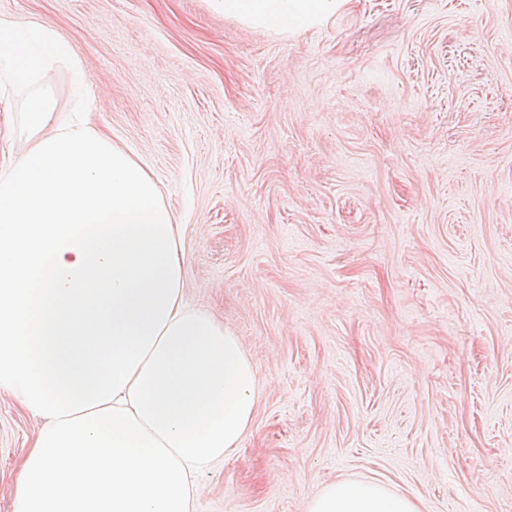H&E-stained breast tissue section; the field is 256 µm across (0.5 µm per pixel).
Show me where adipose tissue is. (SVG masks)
<instances>
[{"mask_svg":"<svg viewBox=\"0 0 512 512\" xmlns=\"http://www.w3.org/2000/svg\"><path fill=\"white\" fill-rule=\"evenodd\" d=\"M209 7L241 24L282 36L335 14L336 0H207ZM307 512H417L407 497L378 482L339 480L310 501Z\"/></svg>","mask_w":512,"mask_h":512,"instance_id":"adipose-tissue-1","label":"adipose tissue"}]
</instances>
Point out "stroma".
<instances>
[{
	"instance_id": "1",
	"label": "stroma",
	"mask_w": 512,
	"mask_h": 512,
	"mask_svg": "<svg viewBox=\"0 0 512 512\" xmlns=\"http://www.w3.org/2000/svg\"><path fill=\"white\" fill-rule=\"evenodd\" d=\"M89 77L156 182L183 296L238 336L254 421L196 512H306L378 480L418 512H512V0H339L285 36L207 0H0ZM53 109L76 86L49 68ZM0 94V168L27 146ZM42 420L0 391V512Z\"/></svg>"
}]
</instances>
